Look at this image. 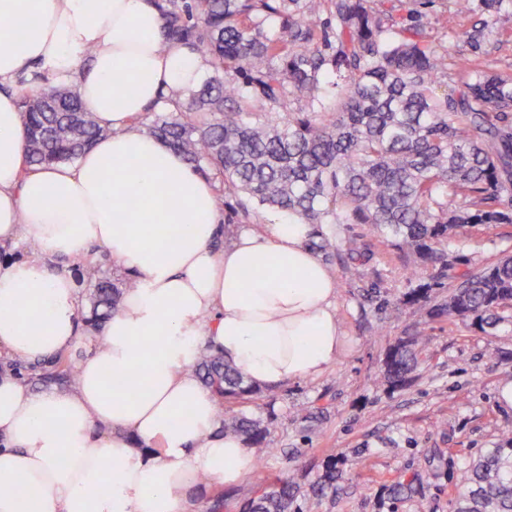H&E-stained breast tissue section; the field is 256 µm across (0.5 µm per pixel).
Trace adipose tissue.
Here are the masks:
<instances>
[{"instance_id": "ef3b65f1", "label": "adipose tissue", "mask_w": 512, "mask_h": 512, "mask_svg": "<svg viewBox=\"0 0 512 512\" xmlns=\"http://www.w3.org/2000/svg\"><path fill=\"white\" fill-rule=\"evenodd\" d=\"M153 0H0V512H189L204 479L252 474L195 366L224 355L250 383L319 377L344 350L337 286L273 215L216 249L211 183L135 118L196 87L203 55L165 42ZM73 89L106 131L75 163L25 166L22 94ZM187 225L175 237L170 230ZM136 278L65 388L39 364L85 336L72 269L91 248Z\"/></svg>"}]
</instances>
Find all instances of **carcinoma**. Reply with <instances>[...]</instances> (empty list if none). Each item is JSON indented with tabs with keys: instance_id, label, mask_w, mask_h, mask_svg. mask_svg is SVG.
<instances>
[{
	"instance_id": "1",
	"label": "carcinoma",
	"mask_w": 512,
	"mask_h": 512,
	"mask_svg": "<svg viewBox=\"0 0 512 512\" xmlns=\"http://www.w3.org/2000/svg\"><path fill=\"white\" fill-rule=\"evenodd\" d=\"M376 0H158L166 40L205 55L212 76L172 109H150L149 132L210 179L224 225L250 224L268 208L313 227L308 242L326 265L345 252L348 224H366L389 245L437 274L405 294L432 303L438 278H456L471 260L453 254L463 225L512 224V71L485 56L512 38V0H449L457 37L458 79H448V46L427 33L421 11L431 0H399L402 20ZM480 20L459 30L472 13ZM29 165L76 160L102 134L77 94L48 87L22 98ZM90 291L86 327L103 328L128 274L110 278L94 263L76 272ZM512 252L475 266L430 314L488 333L512 322ZM425 339L414 333L385 354L380 383L407 386ZM42 381H71V359L59 355L31 368ZM196 374L213 394L222 431L237 434L258 459L272 452L276 417L245 408L275 388L247 383L221 354L205 353ZM238 411L226 416L224 406ZM343 456L329 459L313 496L336 491ZM454 512H512V438L456 469ZM297 483L277 479L243 512H303Z\"/></svg>"
}]
</instances>
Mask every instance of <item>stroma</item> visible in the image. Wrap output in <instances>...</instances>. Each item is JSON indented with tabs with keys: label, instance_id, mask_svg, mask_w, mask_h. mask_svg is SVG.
I'll list each match as a JSON object with an SVG mask.
<instances>
[{
	"label": "stroma",
	"instance_id": "35a3bbf8",
	"mask_svg": "<svg viewBox=\"0 0 512 512\" xmlns=\"http://www.w3.org/2000/svg\"><path fill=\"white\" fill-rule=\"evenodd\" d=\"M348 235L367 250L355 260L337 258L334 265L346 348L319 377L278 389L274 406L252 407L257 418L278 415L274 451L234 487L205 481L207 498L227 491L226 512H239L278 477L296 478L301 496H309L337 453L348 460L346 472L335 494L311 505L310 512H451L450 464L472 461L512 438V408L498 398L500 388L512 382V323L488 335L406 304L414 259L367 225H351ZM457 245L473 264L493 262L512 251V225L461 228ZM416 330L428 337L418 377L403 390L385 391L379 378L386 351ZM304 402L324 411L310 429L291 419L293 405ZM416 474L422 478L419 492L395 497L394 483Z\"/></svg>",
	"mask_w": 512,
	"mask_h": 512
}]
</instances>
